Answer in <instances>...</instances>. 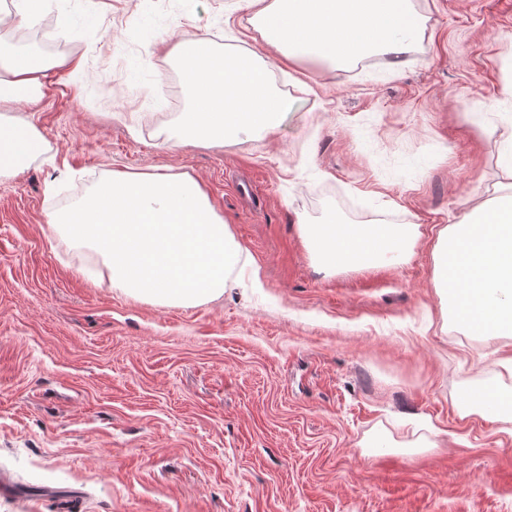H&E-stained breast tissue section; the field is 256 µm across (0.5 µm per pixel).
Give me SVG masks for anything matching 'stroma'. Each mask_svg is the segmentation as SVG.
Returning <instances> with one entry per match:
<instances>
[{"mask_svg": "<svg viewBox=\"0 0 512 512\" xmlns=\"http://www.w3.org/2000/svg\"><path fill=\"white\" fill-rule=\"evenodd\" d=\"M228 3L59 0L6 32L62 65L13 109L44 157L0 177V512H512V434L460 415L512 338L459 328L432 276L439 229L501 180L512 0H412L420 43L397 66L271 58L294 103L277 130L175 144L171 33L268 56ZM115 168L204 186L248 258L223 296L84 275L100 256L50 215ZM332 210L419 237L398 265L332 273L300 233Z\"/></svg>", "mask_w": 512, "mask_h": 512, "instance_id": "35a3bbf8", "label": "stroma"}]
</instances>
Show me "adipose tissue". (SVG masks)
Masks as SVG:
<instances>
[{
  "mask_svg": "<svg viewBox=\"0 0 512 512\" xmlns=\"http://www.w3.org/2000/svg\"><path fill=\"white\" fill-rule=\"evenodd\" d=\"M247 23L288 62L314 60L344 67L372 56L392 64L416 46L421 22L411 0H237ZM180 57L189 106L172 133L178 142L221 144L276 130L293 103L272 84L267 61L253 53L217 50L204 36L172 44ZM56 62L0 52V108L19 94L42 95ZM43 139L27 120L0 118V175L40 155ZM302 236L324 268L387 265L404 260L417 235L413 224H349L336 213L305 224ZM433 279L444 288L459 327L481 336H512V193L473 202L439 232ZM464 415L512 424V385L484 381L467 397Z\"/></svg>",
  "mask_w": 512,
  "mask_h": 512,
  "instance_id": "1",
  "label": "adipose tissue"
}]
</instances>
